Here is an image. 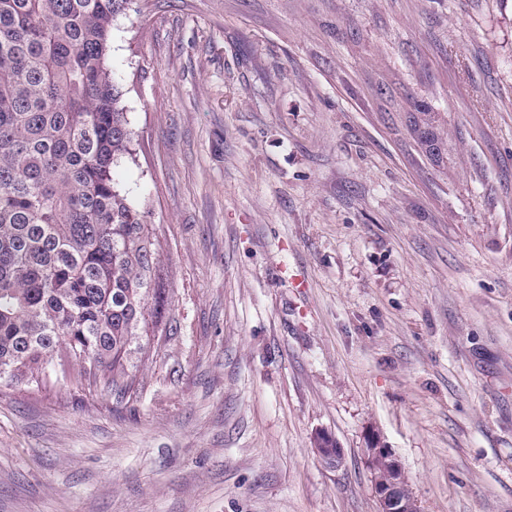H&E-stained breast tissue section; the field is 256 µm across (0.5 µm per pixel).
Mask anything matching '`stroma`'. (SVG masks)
Returning <instances> with one entry per match:
<instances>
[{"mask_svg":"<svg viewBox=\"0 0 512 512\" xmlns=\"http://www.w3.org/2000/svg\"><path fill=\"white\" fill-rule=\"evenodd\" d=\"M109 65L177 330L126 404L0 390V512H378L374 438L512 512V0H135ZM417 112H410L408 129L410 134L425 148L436 163L442 160L441 147L445 141L444 125L436 112H427L420 104L414 103ZM332 438L333 437L327 433H317L314 437V446L317 450L321 462L324 465L330 468H337L340 467L343 462L344 453L343 449L340 448L337 440H334V443H336L335 448L328 447L326 442L330 441Z\"/></svg>","mask_w":512,"mask_h":512,"instance_id":"1","label":"stroma"}]
</instances>
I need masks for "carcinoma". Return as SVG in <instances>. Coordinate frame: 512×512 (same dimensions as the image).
<instances>
[{
	"label": "carcinoma",
	"mask_w": 512,
	"mask_h": 512,
	"mask_svg": "<svg viewBox=\"0 0 512 512\" xmlns=\"http://www.w3.org/2000/svg\"><path fill=\"white\" fill-rule=\"evenodd\" d=\"M134 0H0V384L70 376L121 404L143 336L173 335L159 226L112 178L133 132L108 57ZM435 162L444 125L414 104Z\"/></svg>",
	"instance_id": "obj_1"
}]
</instances>
